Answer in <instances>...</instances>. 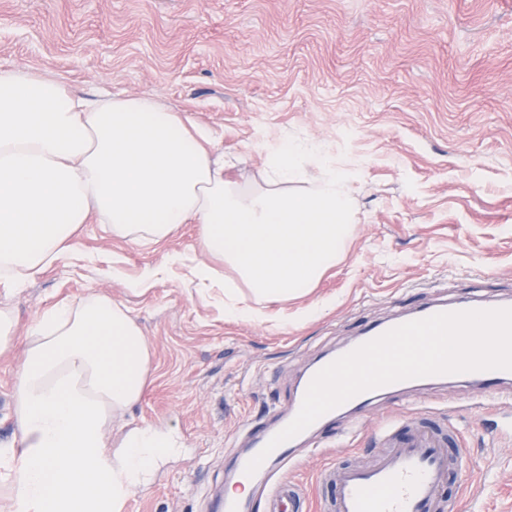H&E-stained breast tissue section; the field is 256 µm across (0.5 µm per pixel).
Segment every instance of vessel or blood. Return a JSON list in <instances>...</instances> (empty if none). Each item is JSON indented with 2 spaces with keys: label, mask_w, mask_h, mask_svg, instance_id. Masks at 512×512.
<instances>
[{
  "label": "vessel or blood",
  "mask_w": 512,
  "mask_h": 512,
  "mask_svg": "<svg viewBox=\"0 0 512 512\" xmlns=\"http://www.w3.org/2000/svg\"><path fill=\"white\" fill-rule=\"evenodd\" d=\"M512 308V298L504 295H487L477 291L452 299L435 298L418 307L399 314L388 321L364 325L358 331L360 342L371 341L401 324L424 319L444 312L475 309ZM458 381L475 384L477 390L465 398L464 403L473 407L485 400L512 403V370H483L458 374ZM415 379L404 380L362 392L351 398L347 426H334L331 415H323L298 437L292 438L273 451L265 446L275 436L277 428L286 427L300 409L304 393L296 391L288 403V411L278 420L277 428L251 423L243 424L238 433L246 438L251 449L238 460L236 471L244 473L251 457L260 455L264 461L258 472L266 478L260 487L264 512H308V498L289 480L288 468L296 466L305 448L313 447L317 438H344L348 426L356 425L365 410L379 397L399 394L418 388ZM419 389V388H418ZM412 428L409 439L392 444L395 423L379 428L376 436L389 443L390 449L373 463L365 466L331 465L320 474L323 482L331 484L332 498L328 512H462L456 499H443L441 487L450 470L462 469L463 459L449 457V442L458 438V430L438 432L425 426L420 417L408 420Z\"/></svg>",
  "instance_id": "vessel-or-blood-1"
}]
</instances>
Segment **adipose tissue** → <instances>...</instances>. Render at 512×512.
<instances>
[{
    "label": "adipose tissue",
    "mask_w": 512,
    "mask_h": 512,
    "mask_svg": "<svg viewBox=\"0 0 512 512\" xmlns=\"http://www.w3.org/2000/svg\"><path fill=\"white\" fill-rule=\"evenodd\" d=\"M191 125L151 96L87 99L60 78L0 71V284L20 289L94 216L143 242L196 225L212 261L195 277L217 281L218 261L237 276L224 285L226 319L253 320L260 303L308 295L345 252L350 172L322 146L287 140L268 151L262 185L245 189ZM239 282L252 304H241ZM149 378L148 342L124 304L92 289L39 312L13 388V512H121L178 445L148 425L117 446L107 437Z\"/></svg>",
    "instance_id": "adipose-tissue-1"
}]
</instances>
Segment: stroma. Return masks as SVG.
Masks as SVG:
<instances>
[{
  "mask_svg": "<svg viewBox=\"0 0 512 512\" xmlns=\"http://www.w3.org/2000/svg\"><path fill=\"white\" fill-rule=\"evenodd\" d=\"M66 79L84 95L150 94L213 137L224 173L243 187L264 163L258 134L345 151L357 219L346 251L306 297L229 321L194 280L207 262L197 228L143 243L89 219L71 250L21 291L0 286L18 332L35 313L95 288L126 304L151 349L141 401L117 415L119 442L136 425L172 430L180 446L159 462L122 512H205L229 483L231 436L269 422L321 355L384 321L455 296L488 277L512 293V0H0V70ZM181 266L168 268L170 253ZM160 276L127 290L146 269ZM23 344L0 355V445L13 432V384ZM461 385L434 388L461 430L468 467L441 494L464 512H512V440L499 415L456 403ZM410 396L376 402L350 446L320 447L291 472L320 512L317 477L336 460L368 463L367 433L408 414Z\"/></svg>",
  "mask_w": 512,
  "mask_h": 512,
  "instance_id": "1",
  "label": "stroma"
}]
</instances>
